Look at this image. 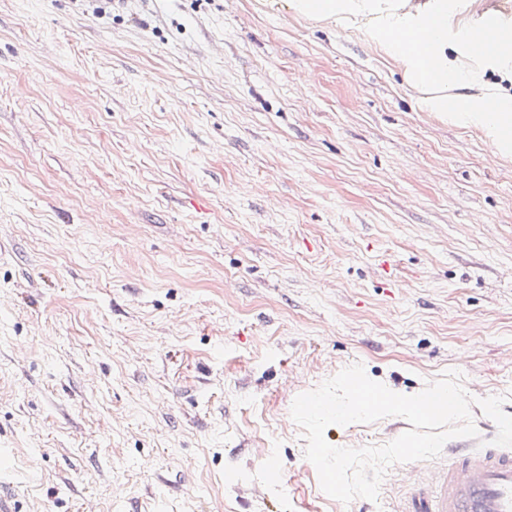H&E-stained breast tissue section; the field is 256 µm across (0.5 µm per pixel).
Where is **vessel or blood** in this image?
I'll list each match as a JSON object with an SVG mask.
<instances>
[{"instance_id": "b4317fda", "label": "vessel or blood", "mask_w": 512, "mask_h": 512, "mask_svg": "<svg viewBox=\"0 0 512 512\" xmlns=\"http://www.w3.org/2000/svg\"><path fill=\"white\" fill-rule=\"evenodd\" d=\"M415 479L406 512H512V448H446Z\"/></svg>"}]
</instances>
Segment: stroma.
<instances>
[{"mask_svg": "<svg viewBox=\"0 0 512 512\" xmlns=\"http://www.w3.org/2000/svg\"><path fill=\"white\" fill-rule=\"evenodd\" d=\"M0 244L16 512H397L409 466L342 503L291 418L357 362L512 415V157L262 0H0Z\"/></svg>", "mask_w": 512, "mask_h": 512, "instance_id": "obj_1", "label": "stroma"}]
</instances>
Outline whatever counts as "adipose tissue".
I'll use <instances>...</instances> for the list:
<instances>
[{
	"label": "adipose tissue",
	"instance_id": "1",
	"mask_svg": "<svg viewBox=\"0 0 512 512\" xmlns=\"http://www.w3.org/2000/svg\"><path fill=\"white\" fill-rule=\"evenodd\" d=\"M476 0H265L270 9L361 32L398 66L425 111L479 130L512 155V20Z\"/></svg>",
	"mask_w": 512,
	"mask_h": 512
}]
</instances>
